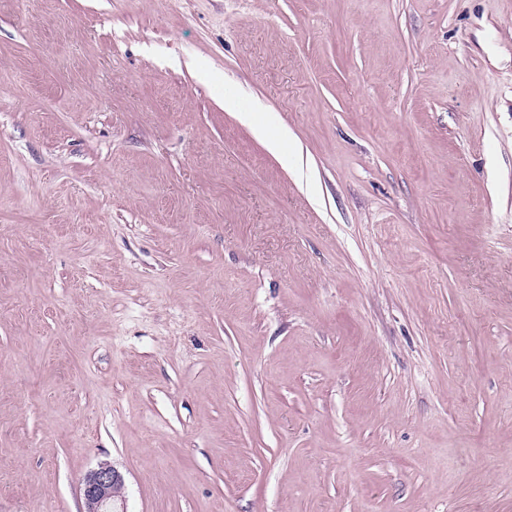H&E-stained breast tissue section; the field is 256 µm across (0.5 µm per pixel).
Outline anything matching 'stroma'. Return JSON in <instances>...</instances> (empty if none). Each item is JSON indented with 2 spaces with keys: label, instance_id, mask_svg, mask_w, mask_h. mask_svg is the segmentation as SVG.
I'll list each match as a JSON object with an SVG mask.
<instances>
[{
  "label": "stroma",
  "instance_id": "stroma-1",
  "mask_svg": "<svg viewBox=\"0 0 512 512\" xmlns=\"http://www.w3.org/2000/svg\"><path fill=\"white\" fill-rule=\"evenodd\" d=\"M102 464L512 512V0H0V512Z\"/></svg>",
  "mask_w": 512,
  "mask_h": 512
}]
</instances>
